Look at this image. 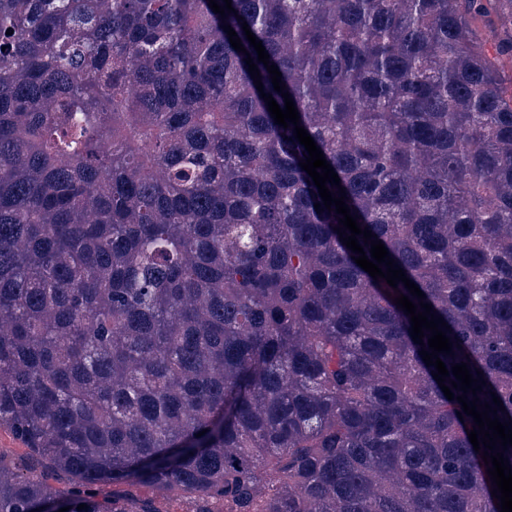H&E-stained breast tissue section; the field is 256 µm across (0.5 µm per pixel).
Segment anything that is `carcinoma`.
Returning <instances> with one entry per match:
<instances>
[{"label": "carcinoma", "mask_w": 512, "mask_h": 512, "mask_svg": "<svg viewBox=\"0 0 512 512\" xmlns=\"http://www.w3.org/2000/svg\"><path fill=\"white\" fill-rule=\"evenodd\" d=\"M232 7L0 0V512H500L394 298L512 424V0ZM244 21L424 299L314 207Z\"/></svg>", "instance_id": "carcinoma-1"}]
</instances>
